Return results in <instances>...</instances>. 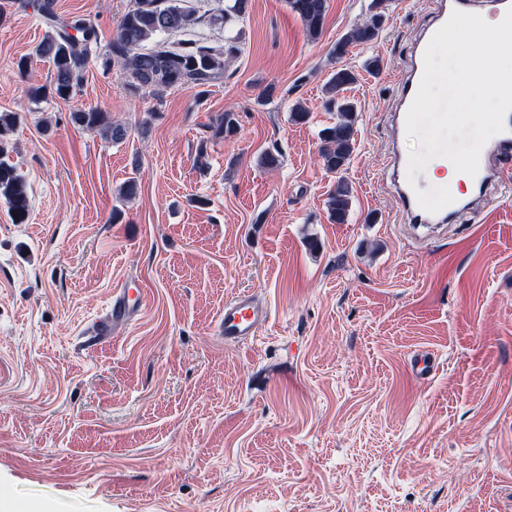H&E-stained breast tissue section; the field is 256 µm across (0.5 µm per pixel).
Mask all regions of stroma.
<instances>
[{"mask_svg": "<svg viewBox=\"0 0 512 512\" xmlns=\"http://www.w3.org/2000/svg\"><path fill=\"white\" fill-rule=\"evenodd\" d=\"M40 2L0 0V112L20 117L10 160L31 198L24 224L0 200V512H512V189L489 181V211L429 236L395 191L402 82L441 0H329L315 41L286 0L231 18L232 0H189L180 39L239 51L205 92L159 97L105 63L133 0H55L98 40L71 98L36 102L53 74ZM376 10L377 39L334 56ZM342 67L357 134L337 175L318 150ZM90 107L124 138L72 123ZM229 109L236 133L215 134ZM123 281L141 306L81 351ZM244 291L269 319L230 343L215 324ZM350 200L351 186L346 181H339L336 188L331 192L328 201V209L332 221L337 224L345 222L350 207Z\"/></svg>", "mask_w": 512, "mask_h": 512, "instance_id": "1", "label": "stroma"}]
</instances>
